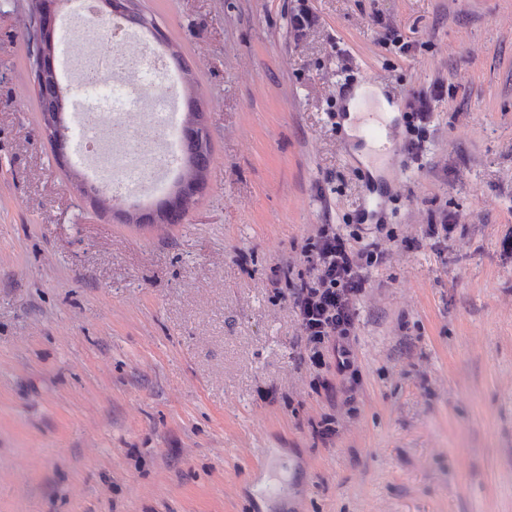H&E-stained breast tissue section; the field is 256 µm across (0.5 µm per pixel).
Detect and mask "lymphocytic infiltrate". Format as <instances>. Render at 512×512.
Segmentation results:
<instances>
[{
  "label": "lymphocytic infiltrate",
  "instance_id": "obj_1",
  "mask_svg": "<svg viewBox=\"0 0 512 512\" xmlns=\"http://www.w3.org/2000/svg\"><path fill=\"white\" fill-rule=\"evenodd\" d=\"M291 300L309 360L316 367L333 362L336 380H323L326 391H353L356 374L346 344L355 325V301L367 283L368 269L379 266L385 253L378 242L354 245L350 236L330 224L321 225L303 252Z\"/></svg>",
  "mask_w": 512,
  "mask_h": 512
}]
</instances>
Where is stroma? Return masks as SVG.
I'll list each match as a JSON object with an SVG mask.
<instances>
[{
    "mask_svg": "<svg viewBox=\"0 0 512 512\" xmlns=\"http://www.w3.org/2000/svg\"><path fill=\"white\" fill-rule=\"evenodd\" d=\"M27 8L0 0V512H512V0H139L213 150L162 226L57 165ZM367 80L399 106L443 89L370 221L336 118ZM323 224L387 253L356 300L348 405L286 277ZM270 482L283 496L258 497Z\"/></svg>",
    "mask_w": 512,
    "mask_h": 512,
    "instance_id": "35a3bbf8",
    "label": "stroma"
}]
</instances>
